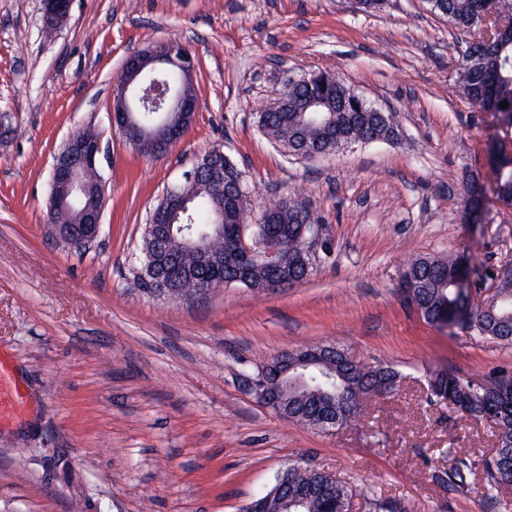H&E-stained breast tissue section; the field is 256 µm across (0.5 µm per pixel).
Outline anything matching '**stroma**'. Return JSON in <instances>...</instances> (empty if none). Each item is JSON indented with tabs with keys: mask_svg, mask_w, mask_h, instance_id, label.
<instances>
[{
	"mask_svg": "<svg viewBox=\"0 0 512 512\" xmlns=\"http://www.w3.org/2000/svg\"><path fill=\"white\" fill-rule=\"evenodd\" d=\"M467 32L429 0H73L59 32L41 0H0V357L25 392L0 421V512H241L305 457L397 512H493L480 490L432 481L440 450L490 455L486 423H455L426 401L430 371L480 380L512 372V344L435 328L402 286L406 263L465 255L472 302L512 266V207L498 202L490 152L512 132L456 81ZM168 40L192 54L198 111L162 156L112 125L124 58ZM327 66L395 113L391 140L303 159L259 126L285 74ZM96 128L105 149L100 239L78 248L50 232V171L66 138ZM222 150L248 188L294 197L318 244L309 277L203 302L131 288L145 226L168 188ZM479 223L461 221L468 179ZM402 374L391 394L324 433L286 420L242 375L307 345Z\"/></svg>",
	"mask_w": 512,
	"mask_h": 512,
	"instance_id": "35a3bbf8",
	"label": "stroma"
}]
</instances>
